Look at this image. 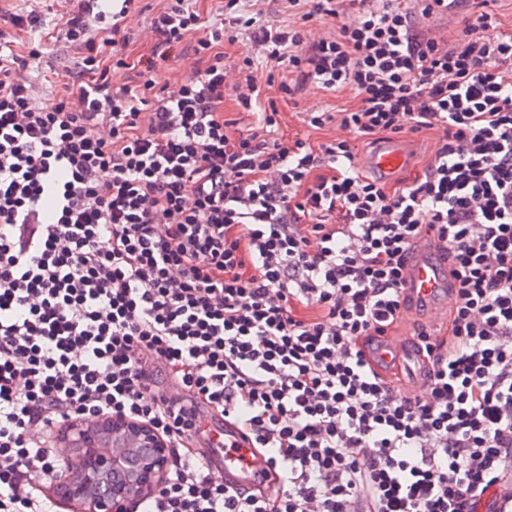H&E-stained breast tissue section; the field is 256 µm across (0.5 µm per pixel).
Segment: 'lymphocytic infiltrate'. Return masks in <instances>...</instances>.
I'll return each mask as SVG.
<instances>
[{
  "label": "lymphocytic infiltrate",
  "instance_id": "obj_1",
  "mask_svg": "<svg viewBox=\"0 0 512 512\" xmlns=\"http://www.w3.org/2000/svg\"><path fill=\"white\" fill-rule=\"evenodd\" d=\"M132 3L68 0L50 35L73 60L49 97L26 73L43 6L0 13V512H53V433L108 415L170 446L138 512H512V34L486 0L452 45L424 26L448 0H287L298 28L258 0L213 20L166 0L148 29L190 42L195 68L171 90L120 80ZM263 65L287 96L354 88L356 108L305 117L341 136L279 135ZM433 129L412 185L360 170L359 143ZM424 241L454 288L446 321L414 331L418 396L366 349L402 323ZM216 416L270 451L259 489L202 464Z\"/></svg>",
  "mask_w": 512,
  "mask_h": 512
}]
</instances>
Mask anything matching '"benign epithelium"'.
Returning <instances> with one entry per match:
<instances>
[{
	"mask_svg": "<svg viewBox=\"0 0 512 512\" xmlns=\"http://www.w3.org/2000/svg\"><path fill=\"white\" fill-rule=\"evenodd\" d=\"M60 444L80 451L59 494L81 505V512H132L168 475L167 441L149 425L126 417H106L93 425L73 421Z\"/></svg>",
	"mask_w": 512,
	"mask_h": 512,
	"instance_id": "benign-epithelium-1",
	"label": "benign epithelium"
}]
</instances>
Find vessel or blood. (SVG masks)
Masks as SVG:
<instances>
[{
  "instance_id": "vessel-or-blood-1",
  "label": "vessel or blood",
  "mask_w": 512,
  "mask_h": 512,
  "mask_svg": "<svg viewBox=\"0 0 512 512\" xmlns=\"http://www.w3.org/2000/svg\"><path fill=\"white\" fill-rule=\"evenodd\" d=\"M405 161L402 140L393 137L377 144L370 165L377 174L386 176ZM402 286L410 301L407 314L416 325L425 326L436 320L445 308L452 286L444 254L434 250L414 253L406 264ZM376 354L382 364L390 367L410 366L418 358L413 341L403 338L381 339ZM211 435L224 440L223 447L213 449L210 458L222 463L225 483L232 488L256 486L268 468L266 456L253 448L234 427L212 430Z\"/></svg>"
}]
</instances>
